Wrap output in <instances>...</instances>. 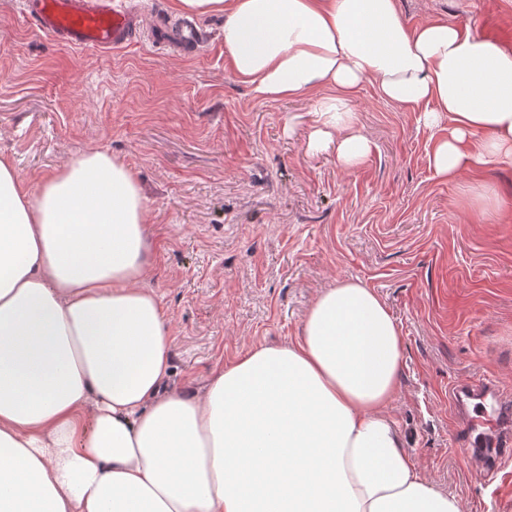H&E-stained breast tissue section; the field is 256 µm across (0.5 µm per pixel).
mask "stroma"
<instances>
[{"label":"stroma","mask_w":512,"mask_h":512,"mask_svg":"<svg viewBox=\"0 0 512 512\" xmlns=\"http://www.w3.org/2000/svg\"><path fill=\"white\" fill-rule=\"evenodd\" d=\"M396 4L407 28L446 22L512 50V0ZM202 23L215 39L192 53L157 31L115 52L65 48L0 0V153L30 187L92 150L136 173L175 387L294 342L323 289L374 290L402 337L388 413L408 452L461 512H512V464L474 476L449 400L483 375L512 389V162L439 179L430 131L368 83L355 101L367 158L345 170L334 151L308 154L312 98L254 96L230 75L223 17Z\"/></svg>","instance_id":"1"}]
</instances>
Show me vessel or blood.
I'll list each match as a JSON object with an SVG mask.
<instances>
[{
	"instance_id": "obj_1",
	"label": "vessel or blood",
	"mask_w": 512,
	"mask_h": 512,
	"mask_svg": "<svg viewBox=\"0 0 512 512\" xmlns=\"http://www.w3.org/2000/svg\"><path fill=\"white\" fill-rule=\"evenodd\" d=\"M23 15L56 43L71 48L120 50L143 30L144 13L133 0H22ZM176 47L198 50L208 36L193 19H181L167 36ZM450 398L469 433L462 444L477 475L490 479L512 459V394L499 381L457 382Z\"/></svg>"
}]
</instances>
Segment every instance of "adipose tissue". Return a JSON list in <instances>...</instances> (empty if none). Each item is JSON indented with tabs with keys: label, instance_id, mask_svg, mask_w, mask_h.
Instances as JSON below:
<instances>
[{
	"label": "adipose tissue",
	"instance_id": "adipose-tissue-1",
	"mask_svg": "<svg viewBox=\"0 0 512 512\" xmlns=\"http://www.w3.org/2000/svg\"><path fill=\"white\" fill-rule=\"evenodd\" d=\"M220 15L232 77L314 95L307 151L371 145L363 83L431 131L441 179L512 160V50L396 0H173ZM135 173L74 155L35 188L0 155V512H459L386 407L402 344L357 281L323 289L296 342L259 345L200 392L170 387V319L149 270Z\"/></svg>",
	"mask_w": 512,
	"mask_h": 512
}]
</instances>
